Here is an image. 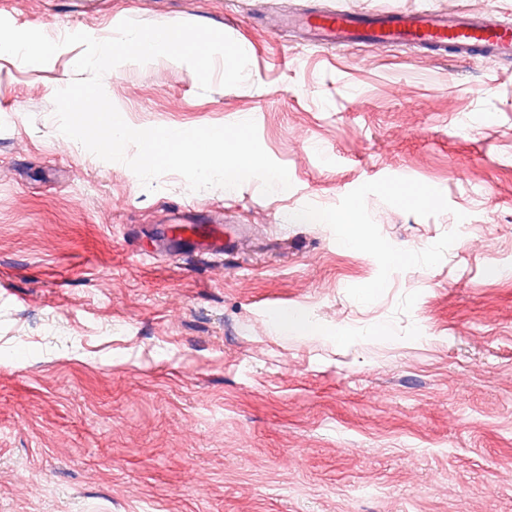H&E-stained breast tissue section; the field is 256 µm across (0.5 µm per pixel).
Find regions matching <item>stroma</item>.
<instances>
[{"instance_id":"stroma-1","label":"stroma","mask_w":512,"mask_h":512,"mask_svg":"<svg viewBox=\"0 0 512 512\" xmlns=\"http://www.w3.org/2000/svg\"><path fill=\"white\" fill-rule=\"evenodd\" d=\"M315 8L512 23V0H0L48 35L225 32L243 85L158 58L104 89L137 129L254 119L292 182L147 190L57 130L81 47L0 54V512H512V59L299 44L280 21ZM187 201L238 249H156ZM348 208L417 260L343 246Z\"/></svg>"}]
</instances>
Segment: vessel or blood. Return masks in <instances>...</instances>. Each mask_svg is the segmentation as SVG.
Here are the masks:
<instances>
[{
    "label": "vessel or blood",
    "mask_w": 512,
    "mask_h": 512,
    "mask_svg": "<svg viewBox=\"0 0 512 512\" xmlns=\"http://www.w3.org/2000/svg\"><path fill=\"white\" fill-rule=\"evenodd\" d=\"M303 28L316 40L348 49L358 44H419L435 50L450 49L464 58H512V26L493 13L448 15L438 11H349L309 15ZM164 240L188 244L200 255L227 254L236 235L220 224H187L160 230Z\"/></svg>",
    "instance_id": "b4317fda"
}]
</instances>
